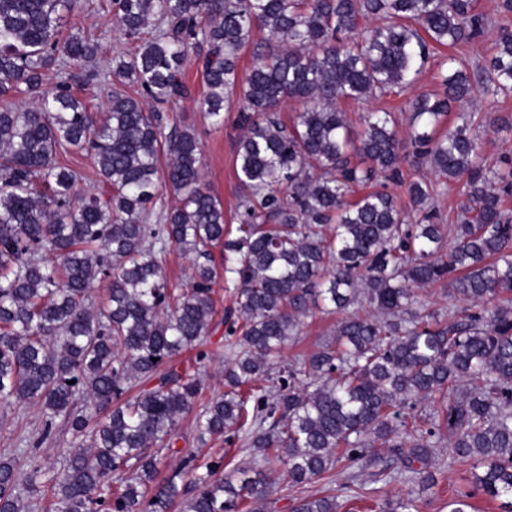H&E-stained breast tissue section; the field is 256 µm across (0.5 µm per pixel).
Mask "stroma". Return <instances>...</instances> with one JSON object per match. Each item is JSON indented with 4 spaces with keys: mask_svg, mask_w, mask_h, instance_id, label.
Returning <instances> with one entry per match:
<instances>
[{
    "mask_svg": "<svg viewBox=\"0 0 512 512\" xmlns=\"http://www.w3.org/2000/svg\"><path fill=\"white\" fill-rule=\"evenodd\" d=\"M500 0H475L477 12L487 20L484 36L475 43L448 48L436 46L433 57L411 89L403 92H390L368 101L355 103L341 102L352 129H359L361 117L367 112L387 111L395 113L399 119L400 133H407L410 103L418 95L436 92L440 89L442 74H445L449 56L456 55L474 63H484L493 53L499 25H512V14L503 15L498 4ZM67 30L81 29L95 35L99 51L92 65L97 75L94 83H87L84 68L61 69L53 67L46 75L45 89H54L57 83L68 82L73 91L89 107L91 112L102 110L112 92V58L116 53L127 51L125 38L112 25L110 0H74L73 9L67 17ZM186 81L191 89L190 97L173 100L159 107L166 122L177 126L193 127L202 149V173L211 192L218 196L228 217V231H235L232 216L238 203L237 179L235 174V143L239 136L236 114L229 111L220 125L212 124L205 118L199 101L204 94L205 84L202 73L196 67H189ZM466 111L472 112L479 127L482 140V156L485 163L495 164L499 156L512 150V130H504L502 121L512 122V95L498 97L479 96L466 104ZM340 314L326 315L319 309H311L304 317L297 335L292 336L283 348V357L297 361L314 352L319 343L331 340L340 321ZM40 412L38 406L29 404L23 407L0 403V451L7 448H24L28 434L38 427ZM180 438L177 442L182 453L197 454L204 461H222L225 474L247 476L256 473L269 475L270 499L273 512H289L297 499L310 495H331L341 503L345 512H351L356 503L351 499L347 487L348 472L344 464L337 466L324 477L301 485H291L281 476L277 463L264 460L261 452L243 449L225 443L223 438L199 439L192 417H184L179 426ZM430 470L435 484L420 487L397 475L394 478L363 475L361 482L365 491L377 500H384L398 494H414L418 498L421 512H446V502L451 491H467L472 487L471 467L450 457L446 447L435 448Z\"/></svg>",
    "mask_w": 512,
    "mask_h": 512,
    "instance_id": "35a3bbf8",
    "label": "stroma"
}]
</instances>
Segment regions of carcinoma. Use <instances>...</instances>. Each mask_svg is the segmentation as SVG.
<instances>
[{
    "label": "carcinoma",
    "instance_id": "obj_1",
    "mask_svg": "<svg viewBox=\"0 0 512 512\" xmlns=\"http://www.w3.org/2000/svg\"><path fill=\"white\" fill-rule=\"evenodd\" d=\"M113 25L135 43L112 58L107 112L95 120L62 83L43 89L59 63L82 66L98 43L63 35L70 0H0V97L23 92L28 109H0V400L39 406L43 427L26 455H0V512H169L177 477L191 478L182 512H270L260 473L234 483L219 463L192 454L158 480L178 425L202 380L176 358L202 349L215 313L221 248L236 307L222 319L229 341L224 380L197 418L200 436L256 448L282 464L295 485L336 462L390 469L386 446L419 485L434 484L433 449L448 442L475 465V489L512 498V196L507 171L478 163L469 113L436 131L441 117L478 92L512 93V28H499L485 64L450 59L442 91L411 104L414 163L446 181L465 179L468 200L455 224L437 223L435 186L407 185L417 223L384 191L347 199L355 186L399 177L395 120L369 112L352 134L342 100L405 91L430 58V43L459 45L486 26L474 0H113ZM157 24L159 33L146 30ZM255 28L267 51L240 76L241 50ZM204 56L200 106L215 124L243 87L236 124L240 189L237 236L226 237L224 208L201 179L194 130L166 128L147 99L184 95L191 55ZM300 101L292 125L279 112ZM93 151L106 194L81 196L78 175L59 166L67 151ZM167 152L165 171L159 156ZM176 204L153 213L159 182ZM194 256L188 289L167 287V249ZM107 299L88 303L98 277ZM448 281L450 297L474 313L438 319L418 290ZM366 303L336 338L297 364L281 350L312 305L332 312ZM436 403L427 412L418 404ZM76 437L48 489L37 486V453L57 420ZM37 495H17L20 482ZM470 494L448 497V512H472ZM333 496L297 500L290 512H340ZM379 512H419L408 494Z\"/></svg>",
    "mask_w": 512,
    "mask_h": 512
}]
</instances>
